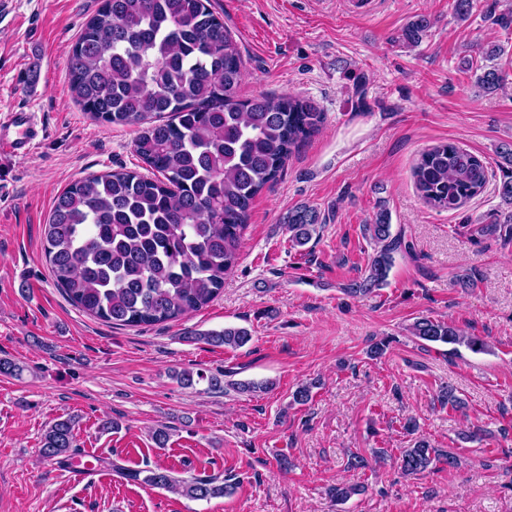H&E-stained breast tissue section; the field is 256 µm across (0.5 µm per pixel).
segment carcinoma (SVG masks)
Returning <instances> with one entry per match:
<instances>
[{
	"label": "carcinoma",
	"mask_w": 512,
	"mask_h": 512,
	"mask_svg": "<svg viewBox=\"0 0 512 512\" xmlns=\"http://www.w3.org/2000/svg\"><path fill=\"white\" fill-rule=\"evenodd\" d=\"M429 28L420 16L402 36L417 44ZM501 52L493 45L481 52L482 63L466 62L486 93L504 83L503 72L489 65ZM243 68L235 35L210 0H101L71 51L72 92L95 119L139 126L134 152L161 177L125 170L93 174L58 195L46 224L45 253L57 286L83 312L119 326L155 325L201 309L223 290L254 197L324 122L315 104L297 96L240 98ZM488 174L481 157L448 143L425 149L412 169L423 201L448 211L482 194ZM324 223L315 207L290 210L289 241L306 246ZM390 229L386 211L364 226L374 253L347 293L366 295L386 283L401 245ZM482 232L512 242V211L492 213ZM407 331L447 344L453 353L461 347L489 351L483 339L442 319L417 317ZM183 339L237 348L251 333L188 330ZM179 381L224 388L219 377L201 372L183 373ZM74 431V419H56L43 433L40 456L62 460L74 454ZM441 461L456 464L424 438L401 456L409 474ZM123 475L195 500L235 491V484L213 476H178L161 467Z\"/></svg>",
	"instance_id": "cac0c4a2"
}]
</instances>
